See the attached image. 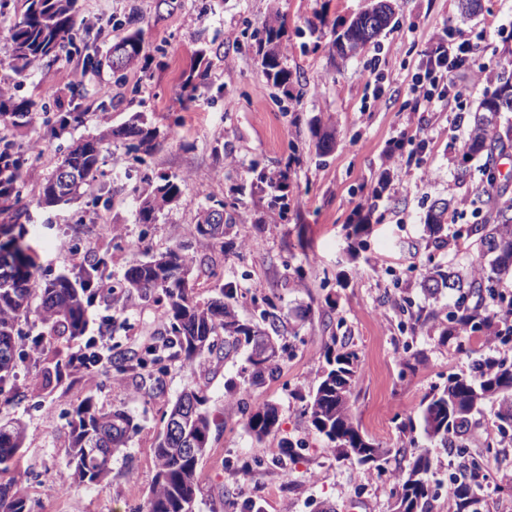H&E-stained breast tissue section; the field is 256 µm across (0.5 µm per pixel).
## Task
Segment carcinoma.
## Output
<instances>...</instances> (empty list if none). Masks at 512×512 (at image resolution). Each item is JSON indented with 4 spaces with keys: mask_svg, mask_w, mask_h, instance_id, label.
<instances>
[{
    "mask_svg": "<svg viewBox=\"0 0 512 512\" xmlns=\"http://www.w3.org/2000/svg\"><path fill=\"white\" fill-rule=\"evenodd\" d=\"M395 0H375V4L356 15L335 32L332 48L342 54L341 43L378 44V38L388 29L396 15ZM75 0H24V11L13 26L6 53L9 66L19 77L40 61L55 57L59 51L76 46L79 39L75 28ZM262 67L273 87L287 90L291 72L282 68L283 47L280 30L270 25L265 29ZM146 59L139 33H128L112 44L106 60L112 72L138 66ZM472 111L471 129L462 153L461 174L465 164L479 162L483 185L469 199L473 223L457 229L454 236H466L474 258L465 266L454 260L435 263L426 269L419 282L422 292L435 298L446 290L458 294L454 308L446 315L448 326L440 337L455 333L462 342L479 332L491 348L512 345V297L498 289L500 276L512 272V195L508 184L498 180V159L512 157V123L501 127V114L512 112V59L506 60L502 71L493 81ZM38 116L34 102L18 99L8 88L0 87V214H10L12 224H0V351L10 349L7 357L0 355V405L9 402L4 393L15 386L17 361L21 359L17 336L21 321L34 318L48 326L58 343L64 345L84 337L86 312L97 302L109 304L112 296L136 297L151 302L162 311L161 322L150 344L141 353L118 352L109 364L115 369V379L124 376L144 378L154 368L160 374L163 362L177 359L186 364L199 357L218 361L229 356L241 345L249 346L247 367L249 385L258 387L278 370L277 357L282 340V322L277 304L266 295L258 304L259 321L245 322L236 310V288L228 283L220 295L200 302L194 294V272L206 267L211 277L219 276L215 266L197 261L182 245H173L146 261L128 266L119 280H112V258L108 252L88 251L83 262L70 273L54 278L44 277L33 247L25 241L26 231L19 220L27 210L21 189L25 186L24 172L32 164L15 149L9 139L11 127L26 124ZM82 113L43 115L50 127H64L81 121ZM314 151L326 157L336 141L331 131L313 130ZM157 130L137 115L132 122L118 128L105 127L96 135L73 142L59 158H51L52 173L40 187L41 201L46 205L69 203L80 191L91 185L103 163V153L116 138L131 141L134 151L153 149ZM251 194L267 201L281 218L288 217V195L285 179L278 173L255 163L249 171ZM137 193L138 220L153 224L157 214L176 202L182 194L181 183L165 174L134 189ZM450 202L435 201L425 215V231L435 244L443 243L448 230ZM236 223L235 205L222 199L200 209L193 234L207 239L213 248L224 251V238ZM111 288L103 294L101 284ZM476 355L468 374H451L447 384L433 388L421 402L419 423L409 422L410 430L420 428L423 441L410 438L412 453L408 464L390 471L392 496L396 508L404 512H431L435 497V467L432 448L448 453L449 465L458 474L452 479L458 512H482L484 488L470 484L484 470L480 456L467 454L459 442L471 428L475 414L489 404L493 409L494 425L500 442L512 443V362L473 349ZM325 365L317 375L303 409L310 428L321 435L329 451L338 459L359 465H370L379 473L387 472L385 464L392 449L384 448L359 429L354 418L351 396L359 378L360 359L345 340L334 335L326 346ZM193 402L187 408L183 431L196 440V451L184 455L178 451L180 439L162 431L154 448L156 471L145 501L136 512H196L198 466L208 451L211 419L206 409L207 397L202 389L182 392L163 422L183 408V402ZM70 447L65 470L70 478L89 486L103 483L111 472L112 457L127 447L139 424L124 410L103 411L88 399L68 413ZM279 414L275 405L257 402L247 412L246 426L259 440L278 431ZM25 427L17 420H0V466L19 460L23 448ZM0 512H35L34 503L25 490L12 483H0Z\"/></svg>",
    "mask_w": 512,
    "mask_h": 512,
    "instance_id": "obj_1",
    "label": "carcinoma"
}]
</instances>
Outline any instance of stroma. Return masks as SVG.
Masks as SVG:
<instances>
[{"label": "stroma", "instance_id": "obj_1", "mask_svg": "<svg viewBox=\"0 0 512 512\" xmlns=\"http://www.w3.org/2000/svg\"><path fill=\"white\" fill-rule=\"evenodd\" d=\"M368 2L172 0L162 6L158 0H76L75 22L84 34L76 49L45 59L21 81L0 62V81L16 97L52 112L83 115L58 135L38 118L12 129L23 151L37 145L52 154L139 113L158 131L154 149L139 165L124 141H113L92 186L99 198L94 206L81 199L38 205L39 185L51 170L33 165L24 191L30 214L25 228L44 272H69L82 261L83 249L107 247L118 279L129 263L185 241L195 255L213 257L222 273L218 279L196 276L198 300L208 301L222 283H234L239 316L248 320L253 295L274 294L281 298L285 329L280 372L261 387L250 388L241 350L220 362L170 363L159 393L129 377L108 384L71 372L40 387L45 363L56 359L58 347L42 337L41 360L19 363L11 401L0 409L26 425L22 457L0 470V482L24 488L37 512H130L149 492L163 414L189 385L205 390L212 421L210 448L198 468L196 512H392L386 476L336 460L303 408L331 336H347L360 356L352 402L361 431L385 448L407 446L401 423L416 417L421 400L449 374L469 372L471 349L482 347L477 333L466 352L457 339L440 341L432 327L444 319L452 298H429L418 286L428 256L471 260L462 242L438 249L424 230V215L435 200L460 202L478 185L476 177L460 179L448 164V148L465 139L468 121L452 102L438 112L414 111L407 88L432 40L463 22L490 30L480 61L489 70L501 68L512 52V0H482L470 17L462 15L459 0H398L396 24L378 47L339 59L330 49L335 28ZM133 13L140 17L147 69L115 73L87 66L86 55L105 54L128 33L125 20ZM273 20L281 29V63L298 75L279 105L259 54V40ZM202 72L207 78L192 100L173 95L189 74ZM314 123L336 131V147L323 161L312 147ZM424 137L429 145L422 151L418 141ZM397 139L404 153L422 151L421 165L387 162ZM256 163L287 169V219L251 196L248 171ZM132 166L139 176L165 173L185 184L181 198L156 223L136 220L135 182L125 176ZM212 195L235 203L239 212L220 252L190 236L198 209ZM357 223L367 227L358 241L347 230ZM290 264L305 268L303 281L289 280ZM160 315L153 304L127 303L125 328L115 336L121 350H141ZM412 316L419 325L410 330ZM230 382L239 393L277 405V435L256 440L242 407L225 392ZM88 398L100 409L129 411L139 429L113 457L102 486L75 483L63 490L59 474L70 428L54 410L74 409ZM285 439L292 449L282 448ZM487 468L486 512H512V480L496 477L501 470L512 472V447L489 456Z\"/></svg>", "mask_w": 512, "mask_h": 512}]
</instances>
